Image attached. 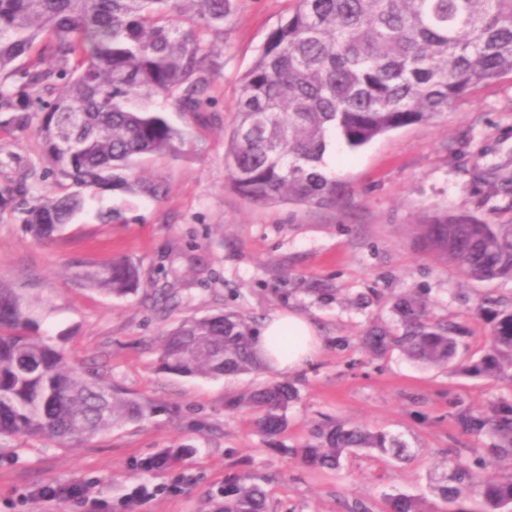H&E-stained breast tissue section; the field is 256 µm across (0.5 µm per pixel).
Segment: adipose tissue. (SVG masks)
<instances>
[{"instance_id":"obj_1","label":"adipose tissue","mask_w":512,"mask_h":512,"mask_svg":"<svg viewBox=\"0 0 512 512\" xmlns=\"http://www.w3.org/2000/svg\"><path fill=\"white\" fill-rule=\"evenodd\" d=\"M319 346L316 327L292 310L271 314L255 340V349L264 365L288 372L311 361Z\"/></svg>"}]
</instances>
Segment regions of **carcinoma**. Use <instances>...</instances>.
Listing matches in <instances>:
<instances>
[{"label": "carcinoma", "mask_w": 512, "mask_h": 512, "mask_svg": "<svg viewBox=\"0 0 512 512\" xmlns=\"http://www.w3.org/2000/svg\"><path fill=\"white\" fill-rule=\"evenodd\" d=\"M237 0H0V111L28 125L38 114L41 170L60 191L14 193L36 242L65 229L97 189L158 198L163 186L134 172L147 157H175L180 132L153 100L207 127L220 117L213 98L215 40ZM53 64L43 67L44 58ZM512 74V0H296L267 34L241 76L236 122L224 149L229 186L258 205H336L339 184L323 171L331 144L354 153L393 131L428 122L478 86ZM80 115L81 125L73 117ZM415 232L425 247L471 281L512 280V223L434 213ZM79 280L113 297L141 285L140 267L117 257ZM489 344L478 358L454 323H433L427 305L404 295L392 305L399 329L373 326L359 337L373 357L397 352L425 367L512 384V303L487 299ZM30 305L0 288V437L62 443L141 421L148 407L101 378L87 377L64 353L32 335ZM257 327L235 313L189 318L164 333L159 363L181 377H220L259 366ZM285 381H270L229 404L255 416L274 439L296 401ZM452 417L482 443L474 459L448 450L431 479L441 506L415 495H385L388 512H512V397L475 411L460 401ZM361 448L399 462L414 452L401 436L339 420L318 423L300 448L310 467L337 470ZM191 448L167 449L144 464L167 467ZM219 512H271L263 479L229 476Z\"/></svg>", "instance_id": "1"}]
</instances>
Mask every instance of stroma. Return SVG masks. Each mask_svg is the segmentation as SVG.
Segmentation results:
<instances>
[{"label":"stroma","instance_id":"1","mask_svg":"<svg viewBox=\"0 0 512 512\" xmlns=\"http://www.w3.org/2000/svg\"><path fill=\"white\" fill-rule=\"evenodd\" d=\"M293 5L238 0L215 57L220 123L200 127L155 100L184 139L178 157L139 166L164 184L159 199L99 193L50 241L31 239L12 194L36 164L39 143L33 129L10 127V113L0 112V283L30 303L41 335L71 364L150 408L140 422L71 446L1 438L0 512H48L37 501L20 503V494L79 482L94 483L112 512H122L137 487L157 484L164 492L137 512H213L212 496L237 472L268 479L273 512H349L357 500L386 512L384 492L429 495L433 464L449 449L474 447L450 416L455 397L479 410L512 396L506 383L425 369L396 353L374 358L358 343L368 326L394 324V299L411 294L434 319L463 325L472 353L484 349V299L512 298V281L467 280L426 251L414 227L441 211L512 222V195L472 181L477 166L512 172V75L480 85L428 123L365 146L334 172L345 184L336 206H255L228 185L224 133L235 118L240 77ZM105 213L111 222H102ZM116 256L140 267L135 295L112 298L80 283L78 273ZM164 286L175 289V304L159 300ZM288 309L310 319L322 339L299 370L190 378L159 367L163 334L182 319L233 311L260 325ZM273 380L290 383L297 400L287 430L271 440L250 413L227 405ZM328 419L389 430L415 455L400 463L359 451L338 470L312 469L293 450ZM183 445L193 455L160 472L141 470L146 458Z\"/></svg>","mask_w":512,"mask_h":512}]
</instances>
